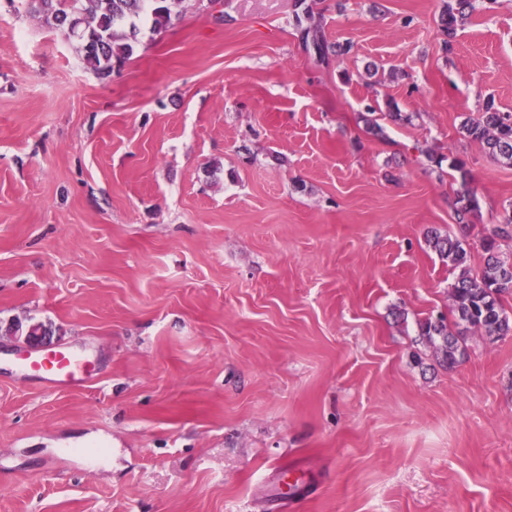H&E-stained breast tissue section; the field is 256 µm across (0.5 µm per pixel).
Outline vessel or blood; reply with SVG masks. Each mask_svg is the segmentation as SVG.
Returning a JSON list of instances; mask_svg holds the SVG:
<instances>
[{
  "mask_svg": "<svg viewBox=\"0 0 512 512\" xmlns=\"http://www.w3.org/2000/svg\"><path fill=\"white\" fill-rule=\"evenodd\" d=\"M17 370L26 380H35L52 388L80 387L92 380L94 360L79 351L56 347L24 354Z\"/></svg>",
  "mask_w": 512,
  "mask_h": 512,
  "instance_id": "vessel-or-blood-1",
  "label": "vessel or blood"
}]
</instances>
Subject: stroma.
Here are the masks:
<instances>
[{"label": "stroma", "instance_id": "stroma-1", "mask_svg": "<svg viewBox=\"0 0 512 512\" xmlns=\"http://www.w3.org/2000/svg\"><path fill=\"white\" fill-rule=\"evenodd\" d=\"M310 2L353 46L329 65L294 0H183L103 81L0 0V325L99 366L51 390L0 337V512H512V335L449 369L417 327L457 323L427 231L512 262V167L459 131L512 113V0L446 54L447 0ZM433 154L465 163L466 228ZM299 2L305 3V0L295 1L292 24L306 52L314 56L317 62L328 65L333 56L351 51L352 45L348 42L345 44L329 43L324 36L320 20L315 17L309 7L300 13L297 8L300 7L297 5Z\"/></svg>", "mask_w": 512, "mask_h": 512}]
</instances>
